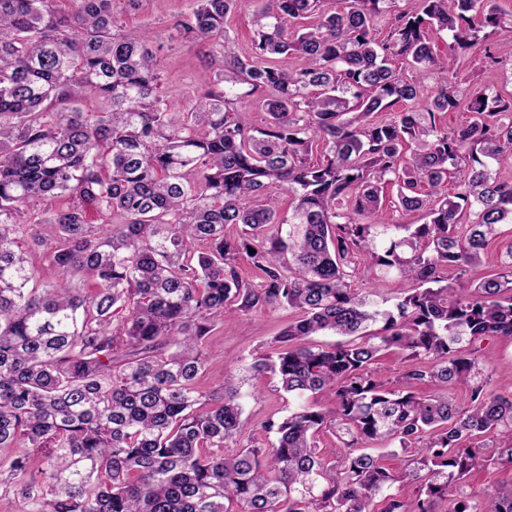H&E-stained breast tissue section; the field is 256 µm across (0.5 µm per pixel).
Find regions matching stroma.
<instances>
[{
	"instance_id": "obj_1",
	"label": "stroma",
	"mask_w": 512,
	"mask_h": 512,
	"mask_svg": "<svg viewBox=\"0 0 512 512\" xmlns=\"http://www.w3.org/2000/svg\"><path fill=\"white\" fill-rule=\"evenodd\" d=\"M496 4L501 22L493 29L487 47L460 55L456 68L474 87L505 96L512 93V0H496ZM192 8V0H112V12L120 24L148 30L154 36L159 45L161 91L186 112L200 105L211 75L210 43L183 40L174 29L175 22L189 16ZM292 319L291 310L286 308H259L225 319L208 340L210 379H217L227 369H242L252 356L271 351L275 336ZM475 356L488 391L512 394V338L477 343ZM244 387L252 393L242 415L245 435L253 445L269 447L273 437L262 426L267 420L285 416L290 399L269 377L245 381Z\"/></svg>"
}]
</instances>
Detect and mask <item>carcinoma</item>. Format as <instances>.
I'll return each mask as SVG.
<instances>
[{"label":"carcinoma","instance_id":"carcinoma-1","mask_svg":"<svg viewBox=\"0 0 512 512\" xmlns=\"http://www.w3.org/2000/svg\"><path fill=\"white\" fill-rule=\"evenodd\" d=\"M249 1L243 55L224 18ZM78 2L64 16L48 0H0V448L16 449L0 484L25 512H438L450 495L453 512H512V486L462 489L486 461L512 466V396L485 391L474 349L512 337V247L475 285L444 277L512 224V180L492 169L512 157V98L449 84L455 55L428 38L447 31L470 49L500 23L492 0H407L382 39L395 0L333 12L323 0H194L175 27L211 43L215 66L194 112L160 95L147 31L115 29L112 0ZM250 98L260 126L240 106ZM88 100L96 111L78 107ZM455 110L469 120L441 127ZM389 184L428 217L400 225L403 237L382 219ZM89 205L112 223H89ZM29 211L56 227L37 260L20 245ZM235 225L241 236H225ZM243 251L257 288L239 277ZM357 257L395 273L391 307L351 287ZM284 306L296 317L246 370L296 404L264 425L270 447L226 455L243 433L242 381L203 386L207 340L234 310ZM324 333L346 340L312 343ZM388 350L412 361L391 387L370 370ZM459 384L465 406L448 395ZM325 389L326 411L307 401ZM330 427L346 436L332 461L316 445ZM487 434L497 439L470 445ZM379 441L415 449L413 467L363 452Z\"/></svg>","mask_w":512,"mask_h":512}]
</instances>
